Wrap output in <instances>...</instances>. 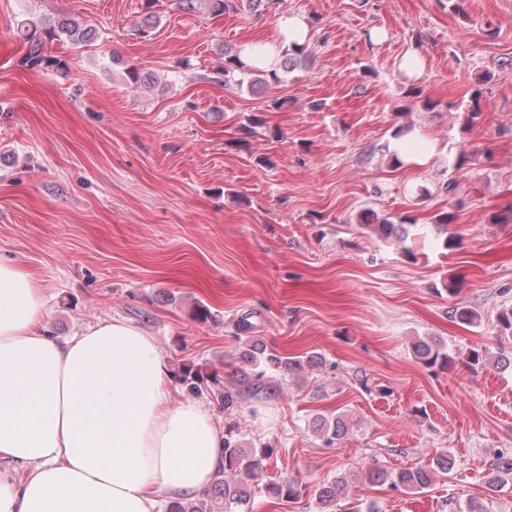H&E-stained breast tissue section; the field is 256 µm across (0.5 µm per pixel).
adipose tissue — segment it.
Instances as JSON below:
<instances>
[{"label":"adipose tissue","mask_w":512,"mask_h":512,"mask_svg":"<svg viewBox=\"0 0 512 512\" xmlns=\"http://www.w3.org/2000/svg\"><path fill=\"white\" fill-rule=\"evenodd\" d=\"M307 36L288 17L242 59L273 66ZM46 312L39 282L0 258V512H159L158 490H207L224 431L206 401L175 396L155 337L112 318L61 342Z\"/></svg>","instance_id":"ef3b65f1"}]
</instances>
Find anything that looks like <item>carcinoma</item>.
I'll list each match as a JSON object with an SVG mask.
<instances>
[{
	"label": "carcinoma",
	"mask_w": 512,
	"mask_h": 512,
	"mask_svg": "<svg viewBox=\"0 0 512 512\" xmlns=\"http://www.w3.org/2000/svg\"><path fill=\"white\" fill-rule=\"evenodd\" d=\"M208 10L215 16L237 9L239 4H247L254 11L271 9L274 0H204ZM18 37L23 43L25 52L19 59L24 68L43 69L62 72L68 68L65 59L51 54L47 41L57 37H65L77 44H87L100 38L99 30L79 20L72 13H62L51 18L35 22L29 18L20 21L17 27ZM253 74L240 58V54L224 52V62L206 76L212 84L229 86L233 83L240 85L243 76ZM494 327L497 338L512 340V306L497 312ZM239 344V360L243 366L257 368L254 375L244 373L243 382L246 391L254 395L266 389V373L271 370L290 376L301 375L308 370H322L326 360L318 355L284 357L277 353L267 352L266 344L259 338L250 335L252 325L247 319H241L236 324ZM414 357L429 367L449 366L454 357L450 354L447 343L436 336H417L411 343ZM505 369L512 368V358L503 354L496 357L484 355L476 350L467 357L466 365L470 368L476 365L485 366L489 363ZM181 380L192 392L201 390L205 376L200 369L190 366L184 368ZM312 432L325 442L326 445H339L350 431V421L346 414L332 416L316 415L311 422ZM274 454V449L265 446L259 450L247 447L231 426L224 429V467L220 469L204 493L183 501H173L167 506V512H228L232 508L247 510L250 508L255 491L281 499H294L300 493V487L292 479L269 481L266 476L265 462ZM456 466L455 458L444 453L424 466H416L390 471L375 465L368 469L366 477L371 483L387 484L394 491L404 492L413 490L422 492L435 484L439 477L450 474ZM489 483L498 487L512 482V454L498 455L491 464ZM349 493V482L338 476L324 482L316 489V500L319 512H338L339 502Z\"/></svg>",
	"instance_id": "cac0c4a2"
}]
</instances>
